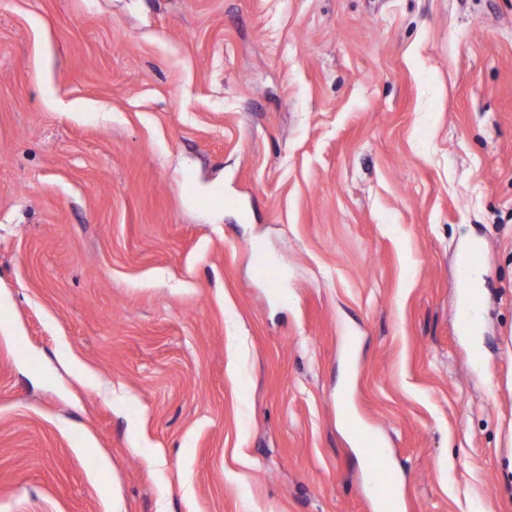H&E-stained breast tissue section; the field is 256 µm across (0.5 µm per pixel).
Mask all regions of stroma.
<instances>
[{
	"label": "stroma",
	"mask_w": 512,
	"mask_h": 512,
	"mask_svg": "<svg viewBox=\"0 0 512 512\" xmlns=\"http://www.w3.org/2000/svg\"><path fill=\"white\" fill-rule=\"evenodd\" d=\"M359 427L512 512V0H0V512H376Z\"/></svg>",
	"instance_id": "stroma-1"
}]
</instances>
